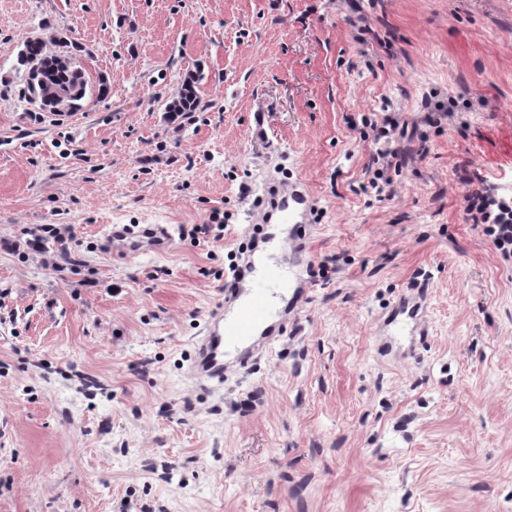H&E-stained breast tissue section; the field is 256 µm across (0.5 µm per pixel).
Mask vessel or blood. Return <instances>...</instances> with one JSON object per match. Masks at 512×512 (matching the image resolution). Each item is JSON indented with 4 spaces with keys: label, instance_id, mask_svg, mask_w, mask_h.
Segmentation results:
<instances>
[{
    "label": "vessel or blood",
    "instance_id": "vessel-or-blood-1",
    "mask_svg": "<svg viewBox=\"0 0 512 512\" xmlns=\"http://www.w3.org/2000/svg\"><path fill=\"white\" fill-rule=\"evenodd\" d=\"M313 207L301 184L285 187L270 182L264 187V204L253 210L251 221L264 227V243L279 242L299 256L307 249ZM176 244L167 224H110L103 236L104 251L118 259L162 253ZM293 268V273H286L270 256L246 252L239 283L225 289L223 302L208 312L194 338L188 378L209 389L223 383L229 364L244 369L257 365L268 345L287 332L301 311L310 282L301 263ZM425 307L422 292L402 293L381 321V335L405 329L410 336H425Z\"/></svg>",
    "mask_w": 512,
    "mask_h": 512
}]
</instances>
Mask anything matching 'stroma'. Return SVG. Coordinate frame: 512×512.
Returning <instances> with one entry per match:
<instances>
[{
	"label": "stroma",
	"mask_w": 512,
	"mask_h": 512,
	"mask_svg": "<svg viewBox=\"0 0 512 512\" xmlns=\"http://www.w3.org/2000/svg\"><path fill=\"white\" fill-rule=\"evenodd\" d=\"M359 4L362 40L345 0H0V512H512V261L462 203L474 173L512 196V0ZM54 34L88 84L61 117L17 64ZM191 74L200 104L171 120ZM429 98L459 122L424 124ZM393 110L409 138L383 165L369 123ZM271 177L310 192L328 273L258 369L195 388ZM38 224L70 226L63 272L11 250ZM109 224L180 240L119 260ZM409 288L428 335L379 357Z\"/></svg>",
	"instance_id": "obj_1"
}]
</instances>
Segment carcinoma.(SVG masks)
<instances>
[{
  "instance_id": "carcinoma-1",
  "label": "carcinoma",
  "mask_w": 512,
  "mask_h": 512,
  "mask_svg": "<svg viewBox=\"0 0 512 512\" xmlns=\"http://www.w3.org/2000/svg\"><path fill=\"white\" fill-rule=\"evenodd\" d=\"M59 50L48 54L39 38L24 42L17 63L27 75V89L39 103V111L63 115L73 112L86 97L87 82L73 65L68 42L56 39Z\"/></svg>"
}]
</instances>
